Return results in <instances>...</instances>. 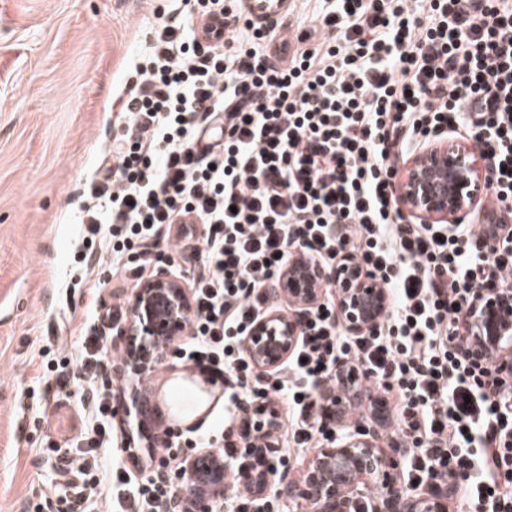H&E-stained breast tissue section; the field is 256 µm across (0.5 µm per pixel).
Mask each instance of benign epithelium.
Segmentation results:
<instances>
[{
  "instance_id": "7a95c632",
  "label": "benign epithelium",
  "mask_w": 512,
  "mask_h": 512,
  "mask_svg": "<svg viewBox=\"0 0 512 512\" xmlns=\"http://www.w3.org/2000/svg\"><path fill=\"white\" fill-rule=\"evenodd\" d=\"M487 184L486 163L466 140L448 139L429 144L404 163L396 183L398 201L410 222L462 224L482 202ZM336 283V304L345 330L360 334L385 316L389 298L374 279L347 259L331 270L299 259L289 263L278 285L289 310L272 311L255 324L244 348L258 368L272 370L292 353L309 309L323 298L325 278ZM192 301L185 285L165 270L158 271L136 291L125 318L112 319V336L125 346L119 372L146 376L165 360L175 337L182 334ZM460 332L468 354L488 359L501 374L512 375V289H480ZM355 378L349 397L380 406L385 399L365 393ZM122 432L127 448H171L173 438L143 419L142 398L135 391L121 397ZM402 445L386 449L379 433L361 427L334 445L318 449L299 481L288 473L243 472L242 480L257 486L259 496H273L293 510L304 500L312 512H448V490L429 480L430 490L418 495L404 484ZM224 461L207 451L187 459L175 490V502L189 512H223Z\"/></svg>"
}]
</instances>
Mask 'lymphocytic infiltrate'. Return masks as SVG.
Instances as JSON below:
<instances>
[{"instance_id":"f902f5d3","label":"lymphocytic infiltrate","mask_w":512,"mask_h":512,"mask_svg":"<svg viewBox=\"0 0 512 512\" xmlns=\"http://www.w3.org/2000/svg\"><path fill=\"white\" fill-rule=\"evenodd\" d=\"M133 75L113 163L85 184L74 259L138 285L159 242L194 263L190 340L173 356L223 383L224 410L183 442L226 463L225 512H279L242 469L277 471L290 449L335 442L342 364L383 387L405 484L457 483L482 512H512V384L458 336L478 289L512 286V0H323L292 36L210 0L160 24ZM456 136L487 162L489 223H410L401 158ZM300 255L355 259L389 310L347 334L325 282L292 353L258 371L244 342ZM115 365L96 332L83 336L81 375ZM112 416L111 387L94 390L78 502L165 512L171 483L111 458Z\"/></svg>"}]
</instances>
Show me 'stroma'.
<instances>
[{"instance_id":"1","label":"stroma","mask_w":512,"mask_h":512,"mask_svg":"<svg viewBox=\"0 0 512 512\" xmlns=\"http://www.w3.org/2000/svg\"><path fill=\"white\" fill-rule=\"evenodd\" d=\"M170 0H0V512H73L67 445L88 382L58 386L43 356L74 357L100 290L98 326L131 302L123 275L75 266L85 182L119 129L114 102ZM82 282L81 290L67 286Z\"/></svg>"}]
</instances>
